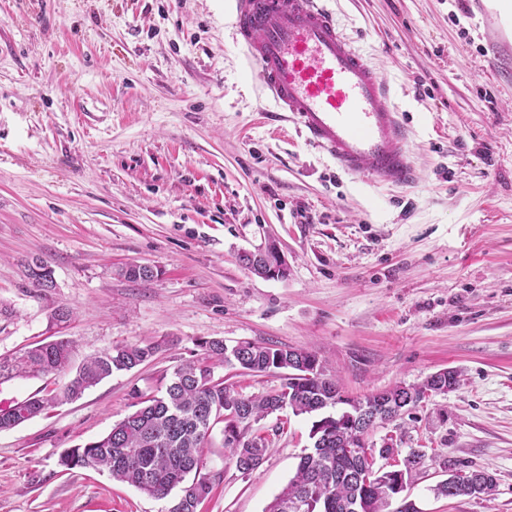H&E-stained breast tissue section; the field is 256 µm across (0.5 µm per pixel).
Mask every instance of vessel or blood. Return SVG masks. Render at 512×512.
I'll use <instances>...</instances> for the list:
<instances>
[{"mask_svg": "<svg viewBox=\"0 0 512 512\" xmlns=\"http://www.w3.org/2000/svg\"><path fill=\"white\" fill-rule=\"evenodd\" d=\"M233 40L277 111L337 169L379 185L416 177L410 129L371 58L345 36L322 0H233Z\"/></svg>", "mask_w": 512, "mask_h": 512, "instance_id": "1", "label": "vessel or blood"}]
</instances>
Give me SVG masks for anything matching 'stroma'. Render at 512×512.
<instances>
[{
  "label": "stroma",
  "instance_id": "obj_1",
  "mask_svg": "<svg viewBox=\"0 0 512 512\" xmlns=\"http://www.w3.org/2000/svg\"><path fill=\"white\" fill-rule=\"evenodd\" d=\"M389 77L411 130L415 184L338 171L263 95L231 38V0H0V358L55 335L73 365L118 344L168 339L152 361L0 431V512H168L108 471L65 469L106 435L132 392L220 338L315 351L346 395L461 385L368 437L424 463L420 512H512V60L490 49L495 0H326ZM276 240L284 280L237 254ZM46 260L47 295L24 274ZM162 274L131 283L118 270ZM311 422L277 411L239 472L215 425L199 512H264L294 476ZM496 478L489 497H435L443 460ZM159 274H161V270L156 266L139 263L129 264L123 267L119 272L120 276L132 283L152 281L157 278ZM448 370V373L438 374L432 373L428 375L421 383L413 384V385H395L391 388L381 390L387 394L388 399H392L394 402H397L399 398H401L404 394H407V388H411L418 393H422L425 391H432L437 394H447L448 393V381L451 380V376L453 375V368L443 369L441 371ZM381 391L371 393L365 396L363 399H352L356 403L371 406L377 403V397L384 399V396H381L379 393Z\"/></svg>",
  "mask_w": 512,
  "mask_h": 512
}]
</instances>
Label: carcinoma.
Returning a JSON list of instances; mask_svg holds the SVG:
<instances>
[{
	"mask_svg": "<svg viewBox=\"0 0 512 512\" xmlns=\"http://www.w3.org/2000/svg\"><path fill=\"white\" fill-rule=\"evenodd\" d=\"M25 274L41 292L56 287L53 270L39 257L27 263ZM159 274L157 267L139 263L119 272L132 283L152 281ZM161 346L158 340H143L89 357L50 397L32 396L8 411L0 409V430L80 398L114 372L149 361ZM74 348V341L60 338L0 358V380L64 373ZM199 348L193 359L160 379L156 394L146 398L134 393V411L108 434L67 451L60 464L105 468L114 480L155 499L176 492L181 512H197L213 491L211 478L201 475V469L214 426L224 424L225 452L238 471L250 474L263 464L269 444L267 436L253 432V424L286 408L296 417L312 419L310 439L316 454L300 457L295 476L265 512H352L357 501L361 512H388L387 490L395 481L394 472L372 468L363 456L350 452L362 444L347 423L337 420L336 379L324 373L310 377L307 368L300 367L303 359H318L316 352L250 341L229 348L219 339L203 340ZM224 363L252 374L278 369L282 383L266 394L244 395L215 377L214 368ZM409 388L446 394L448 375L432 373L418 384L395 385L385 393L396 401ZM424 457L414 452L406 460L400 473L404 484L411 483Z\"/></svg>",
	"mask_w": 512,
	"mask_h": 512,
	"instance_id": "carcinoma-1",
	"label": "carcinoma"
}]
</instances>
